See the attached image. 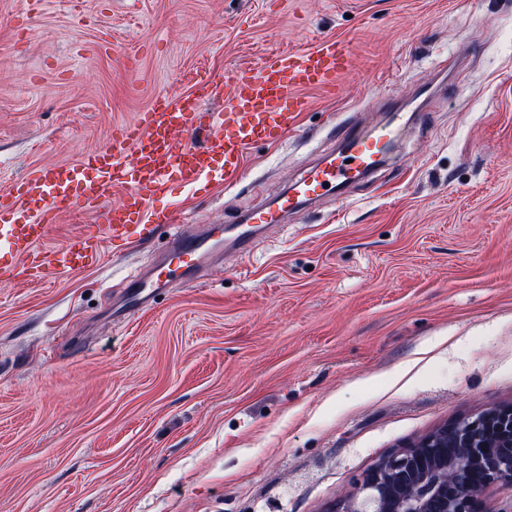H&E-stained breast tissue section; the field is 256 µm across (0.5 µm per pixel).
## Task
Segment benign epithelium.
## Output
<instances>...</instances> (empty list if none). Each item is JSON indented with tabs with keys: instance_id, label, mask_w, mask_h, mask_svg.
<instances>
[{
	"instance_id": "7a95c632",
	"label": "benign epithelium",
	"mask_w": 512,
	"mask_h": 512,
	"mask_svg": "<svg viewBox=\"0 0 512 512\" xmlns=\"http://www.w3.org/2000/svg\"><path fill=\"white\" fill-rule=\"evenodd\" d=\"M502 451L489 454L484 441L492 435ZM452 441L450 456L444 444ZM480 472L483 485L473 483ZM512 485V405H500L451 421L415 443L385 455L355 481L339 512H487L485 490Z\"/></svg>"
}]
</instances>
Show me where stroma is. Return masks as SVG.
<instances>
[{
    "mask_svg": "<svg viewBox=\"0 0 512 512\" xmlns=\"http://www.w3.org/2000/svg\"><path fill=\"white\" fill-rule=\"evenodd\" d=\"M331 37L333 97L235 185L153 206L239 223L341 130L411 113L343 198L125 316L170 229L0 283V512H336L389 452L512 403V0H0V190Z\"/></svg>",
    "mask_w": 512,
    "mask_h": 512,
    "instance_id": "35a3bbf8",
    "label": "stroma"
}]
</instances>
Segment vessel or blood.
<instances>
[{
    "label": "vessel or blood",
    "instance_id": "1",
    "mask_svg": "<svg viewBox=\"0 0 512 512\" xmlns=\"http://www.w3.org/2000/svg\"><path fill=\"white\" fill-rule=\"evenodd\" d=\"M350 58L348 44L338 39L296 51L270 50L260 71L242 70L222 83L206 75L196 92L176 100L156 98L142 119L113 132L105 149L74 164L29 171L0 191V281L14 278L21 260L28 261V277L37 282L88 267L107 243L134 237L135 215L146 221L150 233L174 224L173 212L152 210L156 196L174 184L195 191L213 182H232L250 146L277 142L297 130L309 107L303 90L332 94ZM215 99L223 100V108L209 109ZM402 130L397 121L380 130L343 134L338 150L313 166L291 192L277 196L274 205L253 208L243 224L230 230L177 231L157 269L129 280L126 304L144 309L157 290L197 280L204 264L224 246L251 252L266 229L283 223L290 213L341 195L352 178L390 154ZM119 184L125 187L124 198L107 210L104 224L79 239L46 247L50 229L62 216L97 209Z\"/></svg>",
    "mask_w": 512,
    "mask_h": 512
}]
</instances>
